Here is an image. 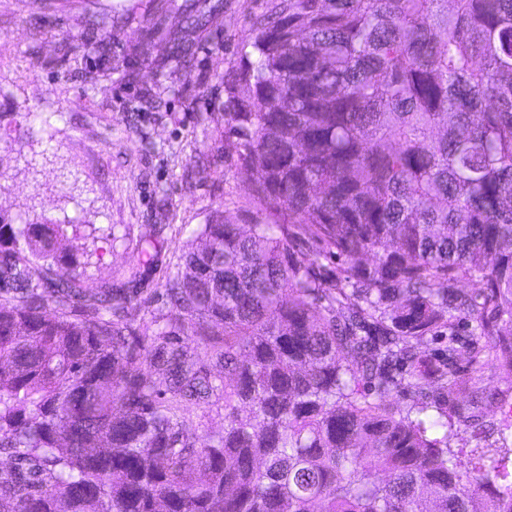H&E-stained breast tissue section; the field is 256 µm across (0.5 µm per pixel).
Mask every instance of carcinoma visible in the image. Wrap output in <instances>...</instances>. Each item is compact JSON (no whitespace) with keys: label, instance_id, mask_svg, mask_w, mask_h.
Returning <instances> with one entry per match:
<instances>
[{"label":"carcinoma","instance_id":"carcinoma-1","mask_svg":"<svg viewBox=\"0 0 512 512\" xmlns=\"http://www.w3.org/2000/svg\"><path fill=\"white\" fill-rule=\"evenodd\" d=\"M249 46L225 130L258 219L201 225L160 306L163 225L90 291L68 225L0 211V512H512V423L457 376H512V0H278ZM192 418L197 434L204 435L205 433L218 432L224 427V408L214 406L211 410L204 412L202 409H196L192 413Z\"/></svg>","mask_w":512,"mask_h":512}]
</instances>
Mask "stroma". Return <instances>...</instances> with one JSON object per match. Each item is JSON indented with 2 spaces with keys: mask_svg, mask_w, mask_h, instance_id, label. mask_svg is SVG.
I'll return each mask as SVG.
<instances>
[{
  "mask_svg": "<svg viewBox=\"0 0 512 512\" xmlns=\"http://www.w3.org/2000/svg\"><path fill=\"white\" fill-rule=\"evenodd\" d=\"M195 2L192 29L185 0H0V209L77 223L65 247L86 288L125 281L145 225L165 227L145 270L152 287L213 215H256L224 107L273 2ZM458 375L495 393L480 405L487 418L512 406V377L463 358Z\"/></svg>",
  "mask_w": 512,
  "mask_h": 512,
  "instance_id": "35a3bbf8",
  "label": "stroma"
}]
</instances>
